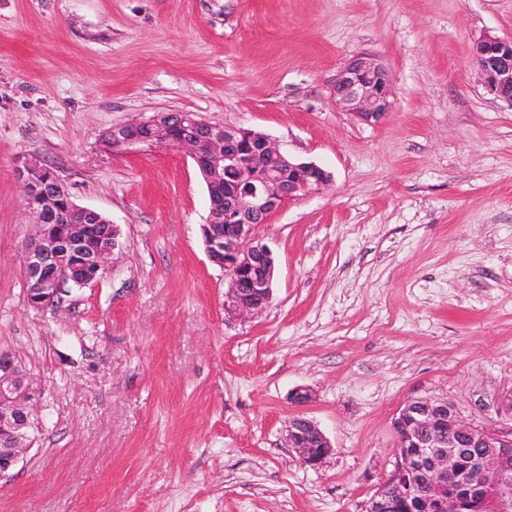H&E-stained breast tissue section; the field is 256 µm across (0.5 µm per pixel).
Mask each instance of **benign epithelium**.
<instances>
[{
    "instance_id": "7a95c632",
    "label": "benign epithelium",
    "mask_w": 512,
    "mask_h": 512,
    "mask_svg": "<svg viewBox=\"0 0 512 512\" xmlns=\"http://www.w3.org/2000/svg\"><path fill=\"white\" fill-rule=\"evenodd\" d=\"M472 56L489 89L512 104V39L486 35ZM388 70L369 54L351 59L336 75V102L365 123L391 108ZM105 142L114 153L177 150L190 157L208 191V217L201 233L209 260L224 270V311L228 319L253 316L272 298L275 260L258 233L288 201L319 190L330 174L312 162L291 158L267 135L211 124L192 112H164L117 125ZM34 235L26 246L27 305L58 309L67 288H84L106 272L118 227L101 212L76 204L59 177L37 159L17 169ZM41 391L32 386L21 357L0 351V479L24 459L33 444V419ZM395 463L366 512H378V498H414L438 512H512V426L465 420L444 399L421 396L399 411ZM288 447L311 467L332 451L312 421L294 417ZM462 482L461 492L444 495Z\"/></svg>"
}]
</instances>
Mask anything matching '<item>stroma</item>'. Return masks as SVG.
Masks as SVG:
<instances>
[{"mask_svg": "<svg viewBox=\"0 0 512 512\" xmlns=\"http://www.w3.org/2000/svg\"><path fill=\"white\" fill-rule=\"evenodd\" d=\"M486 34L512 37V0H0V350L42 391L0 512H364L411 399L512 425V105L471 58ZM362 52L392 79L371 125L332 93ZM158 112L331 174L259 228L262 313L225 318L192 160L106 150ZM31 157L119 229L107 273L46 313L23 277ZM297 415L332 444L318 466L287 445Z\"/></svg>", "mask_w": 512, "mask_h": 512, "instance_id": "obj_1", "label": "stroma"}]
</instances>
